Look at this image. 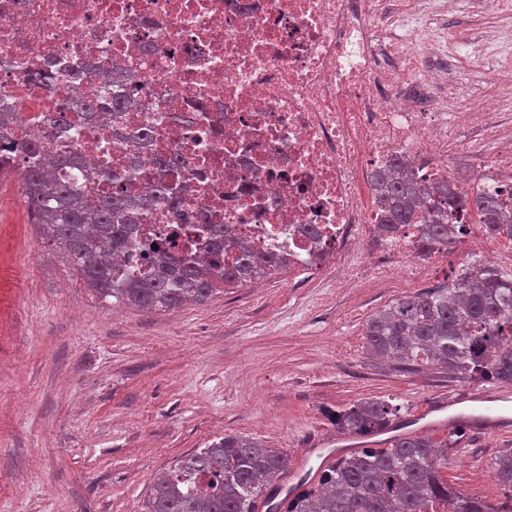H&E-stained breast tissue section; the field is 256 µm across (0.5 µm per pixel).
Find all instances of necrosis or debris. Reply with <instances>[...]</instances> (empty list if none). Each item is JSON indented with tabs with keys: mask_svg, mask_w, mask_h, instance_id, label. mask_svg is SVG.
<instances>
[{
	"mask_svg": "<svg viewBox=\"0 0 512 512\" xmlns=\"http://www.w3.org/2000/svg\"><path fill=\"white\" fill-rule=\"evenodd\" d=\"M460 0H0V100H14L19 137H45L47 100L33 70L83 57L82 79H58L62 98L111 91L113 71L132 77L149 112L131 110L127 132H148L137 150L113 139L111 118L71 113L70 144L89 166L138 165L144 201L136 245L123 262L142 271L145 244L174 238L176 254L205 258L206 227L275 254L292 270L335 265L353 288L389 281L398 263L423 279L447 250L420 255L414 224L380 233L371 176L399 155L419 165L417 181L455 182L460 152L478 181L512 210V62L497 66L502 93L462 98L445 70L425 69L413 44L419 28L457 12ZM176 157L158 174L156 157ZM164 176L180 202L171 211L150 195ZM486 264L512 263L485 225L446 213Z\"/></svg>",
	"mask_w": 512,
	"mask_h": 512,
	"instance_id": "necrosis-or-debris-1",
	"label": "necrosis or debris"
}]
</instances>
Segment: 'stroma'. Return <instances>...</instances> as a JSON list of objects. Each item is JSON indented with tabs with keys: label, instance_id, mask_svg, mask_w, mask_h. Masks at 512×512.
<instances>
[{
	"label": "stroma",
	"instance_id": "stroma-1",
	"mask_svg": "<svg viewBox=\"0 0 512 512\" xmlns=\"http://www.w3.org/2000/svg\"><path fill=\"white\" fill-rule=\"evenodd\" d=\"M512 14L460 10L432 38L462 90L500 91L494 69L458 56ZM465 243L431 278L387 288H340L335 277L294 287L287 270L262 291L240 286L202 303L144 311L86 288L31 223L15 180L0 182V512H144L153 481L181 456L227 434L287 452L289 470L316 478L311 448L345 453L331 417L385 399L397 422L427 424L429 399L467 396L489 382L452 381L432 367L398 372L367 355L368 318L403 296L450 283L473 260ZM512 431L467 432L448 452L450 487L495 504L511 494L493 478Z\"/></svg>",
	"mask_w": 512,
	"mask_h": 512
}]
</instances>
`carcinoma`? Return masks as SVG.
Returning a JSON list of instances; mask_svg holds the SVG:
<instances>
[{
    "label": "carcinoma",
    "instance_id": "cac0c4a2",
    "mask_svg": "<svg viewBox=\"0 0 512 512\" xmlns=\"http://www.w3.org/2000/svg\"><path fill=\"white\" fill-rule=\"evenodd\" d=\"M135 98L112 86V95L93 94L84 100L48 103L47 122L59 142L46 152L38 139H15L14 106L0 102V177L13 174V156L21 158L24 175L20 192L32 223L41 235L76 267L86 285L102 297L145 309H173L208 299L217 286L245 284L251 273L282 269L274 255H259L242 243L235 261L224 263V225L209 229L207 260L193 261L173 254L172 241L147 247L150 271L120 280L112 276L115 261L134 246V225L142 203L126 192H112L89 201L73 182L55 178L54 171L84 170L80 155L69 149L73 136L68 113L85 110L119 118ZM396 171H378L373 185L386 201L381 230L392 235L403 224L420 225L421 249H448L459 242V224H444L438 203L455 199L448 182L425 194L412 186L411 167L402 160ZM475 211L493 235L512 234V213L488 195L477 193L461 201ZM369 354L394 369L433 366L450 378L489 379L512 386V272L471 263L450 284L404 296L373 314L365 327ZM392 407L381 400L359 401L332 419L342 432L356 436L397 429ZM465 435L464 426L444 440L417 431L396 434L386 448H362L340 455L314 486L302 484L296 493L280 496L275 479L288 473V454L254 439L226 435L182 456L151 486L145 512H257L262 501L268 512H422L426 503L447 502L453 512H512L448 486L443 468L448 449ZM495 481L512 490V448L502 450L493 464Z\"/></svg>",
    "mask_w": 512,
    "mask_h": 512
}]
</instances>
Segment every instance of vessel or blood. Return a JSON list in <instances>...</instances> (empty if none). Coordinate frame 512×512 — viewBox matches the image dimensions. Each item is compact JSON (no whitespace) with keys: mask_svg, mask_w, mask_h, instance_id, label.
Returning <instances> with one entry per match:
<instances>
[{"mask_svg":"<svg viewBox=\"0 0 512 512\" xmlns=\"http://www.w3.org/2000/svg\"><path fill=\"white\" fill-rule=\"evenodd\" d=\"M474 407L470 413L456 412L458 403L454 397H436L431 404V412L437 413L436 427L444 429L455 422L461 421L479 432L497 433L507 429L512 420L506 417L508 406L512 405V392L508 390H494L482 392L473 396Z\"/></svg>","mask_w":512,"mask_h":512,"instance_id":"1","label":"vessel or blood"}]
</instances>
